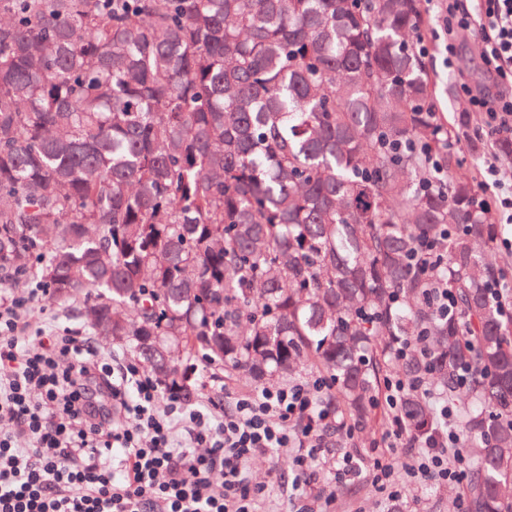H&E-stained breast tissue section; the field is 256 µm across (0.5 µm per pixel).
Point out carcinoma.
<instances>
[{
	"label": "carcinoma",
	"mask_w": 512,
	"mask_h": 512,
	"mask_svg": "<svg viewBox=\"0 0 512 512\" xmlns=\"http://www.w3.org/2000/svg\"><path fill=\"white\" fill-rule=\"evenodd\" d=\"M420 22L421 0H0V270L188 400L185 359L255 383L307 366L363 427L388 371L425 377L461 402L468 512H512L508 260ZM420 331L428 356H393ZM402 407L415 437L441 423Z\"/></svg>",
	"instance_id": "cac0c4a2"
}]
</instances>
